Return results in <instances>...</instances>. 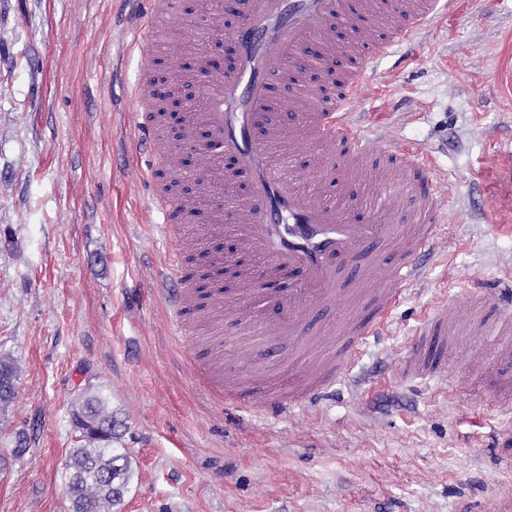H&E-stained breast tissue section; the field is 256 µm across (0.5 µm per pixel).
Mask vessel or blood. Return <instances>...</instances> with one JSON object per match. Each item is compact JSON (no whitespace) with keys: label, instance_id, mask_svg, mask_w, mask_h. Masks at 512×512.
<instances>
[{"label":"vessel or blood","instance_id":"vessel-or-blood-1","mask_svg":"<svg viewBox=\"0 0 512 512\" xmlns=\"http://www.w3.org/2000/svg\"><path fill=\"white\" fill-rule=\"evenodd\" d=\"M131 43L148 53L156 23L169 17V0H132ZM446 0H208V36L227 48L223 70L201 61L194 74L198 112L214 150L204 151L196 179L207 192L224 190L211 224L194 239L170 228L192 220V204L176 195L181 175L166 150L165 118L158 110L171 86L141 75L131 91L142 107L137 143L148 168L165 164L164 179L149 178L146 210L169 244L164 265L179 289L162 288L171 331L191 335L193 313L205 304L181 269L187 249L229 236L231 254L211 253L214 266L234 268L235 287L225 296L230 314L248 326L247 356L262 355L287 340L312 362L306 383L288 395L268 392L265 408L290 411L315 402L378 335L398 296L416 285L423 260L446 233L447 200L436 173L415 152L400 149L390 134L362 128L354 105L371 61L414 45ZM302 77L297 93L272 109L276 81ZM313 154L318 166L298 175L284 169L282 154ZM341 158L350 177L330 181L326 163ZM361 294L365 315L340 329V348L323 346L311 321ZM470 301L489 311L512 306V279L477 286ZM455 312L438 303L412 338L402 364L408 378L448 377V319ZM496 346L489 377L499 380L491 397L500 412H512V376L499 363L512 357V318L482 329Z\"/></svg>","mask_w":512,"mask_h":512}]
</instances>
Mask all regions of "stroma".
<instances>
[{"instance_id":"35a3bbf8","label":"stroma","mask_w":512,"mask_h":512,"mask_svg":"<svg viewBox=\"0 0 512 512\" xmlns=\"http://www.w3.org/2000/svg\"><path fill=\"white\" fill-rule=\"evenodd\" d=\"M172 2L145 55L123 0H0V359L17 370L0 407V512H68L72 410L88 391L132 461L114 512H463L469 497L512 493V472L492 464L505 418L466 296L473 280L512 277L499 167L512 150V0H452L403 58L369 69L358 120L446 175V241L319 405L277 417L193 374L244 324L225 318L218 336L201 318L178 346L152 286L167 245L143 212L131 87L143 69L166 74L174 39L199 58L215 46L198 0ZM449 298L467 330L447 380L404 378L410 340ZM222 370L227 386L261 372L284 393L307 363L284 346L275 362L230 357Z\"/></svg>"}]
</instances>
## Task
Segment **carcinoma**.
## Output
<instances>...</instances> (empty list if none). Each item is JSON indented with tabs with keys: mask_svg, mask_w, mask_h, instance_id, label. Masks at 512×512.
Segmentation results:
<instances>
[{
	"mask_svg": "<svg viewBox=\"0 0 512 512\" xmlns=\"http://www.w3.org/2000/svg\"><path fill=\"white\" fill-rule=\"evenodd\" d=\"M16 367L0 360V404L14 397ZM81 430L80 446L70 449L66 481L75 508L72 512H113L132 476L129 456L112 454V411L93 394L82 397L73 412Z\"/></svg>",
	"mask_w": 512,
	"mask_h": 512,
	"instance_id": "cac0c4a2",
	"label": "carcinoma"
}]
</instances>
